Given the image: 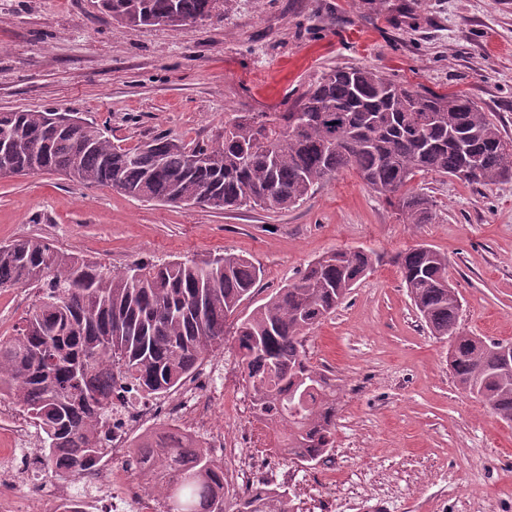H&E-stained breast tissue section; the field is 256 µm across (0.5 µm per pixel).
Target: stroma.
Listing matches in <instances>:
<instances>
[{
	"instance_id": "obj_1",
	"label": "stroma",
	"mask_w": 512,
	"mask_h": 512,
	"mask_svg": "<svg viewBox=\"0 0 512 512\" xmlns=\"http://www.w3.org/2000/svg\"><path fill=\"white\" fill-rule=\"evenodd\" d=\"M369 67L438 94L461 92L512 137V0H221L183 27L121 25L98 0H0V112L56 109L131 147L167 134L209 142L237 112H285L324 73ZM413 187L433 220L405 224L353 172L286 211L219 212L138 200L54 172L0 179V243L40 238L114 271L231 252L262 269L248 315L336 248L381 257L305 342L340 379L332 450L293 462L255 417L232 342L207 358L226 443L252 434L257 477L296 512H512V423L458 389L447 341L412 306L394 256L426 243L448 256L464 332L512 342V181L470 185L427 174ZM223 463L227 500L255 475Z\"/></svg>"
}]
</instances>
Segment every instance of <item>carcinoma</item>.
Here are the masks:
<instances>
[{
  "label": "carcinoma",
  "instance_id": "cac0c4a2",
  "mask_svg": "<svg viewBox=\"0 0 512 512\" xmlns=\"http://www.w3.org/2000/svg\"><path fill=\"white\" fill-rule=\"evenodd\" d=\"M219 0H101L112 19L153 26L207 19ZM306 122L289 131L295 115ZM24 174L57 172L128 196L215 211L243 206L287 210L314 186L353 171L396 207L407 224H428L433 203L410 188L435 173L482 186L512 180V139L470 97L419 92L368 68L323 74L291 112H240L224 134L192 147L156 135L131 148L84 122L69 130L62 113H0V162ZM373 250L325 252L234 331L252 403L281 433L293 460L313 462L333 448L340 404L336 377L312 365L305 338L374 269ZM431 335L448 339L457 386L512 423V343L460 330V297L448 256L428 244L393 258ZM261 275L226 252L205 261L137 262L123 271L34 238L0 245V292L28 287L35 303L12 336H0V396L9 395L40 434L39 463L76 480L112 453L108 414L115 385L143 397L169 394L205 358L224 349V327ZM136 444L142 471L163 498V512H292L286 494L262 481L232 505L224 467L196 440Z\"/></svg>",
  "mask_w": 512,
  "mask_h": 512
}]
</instances>
